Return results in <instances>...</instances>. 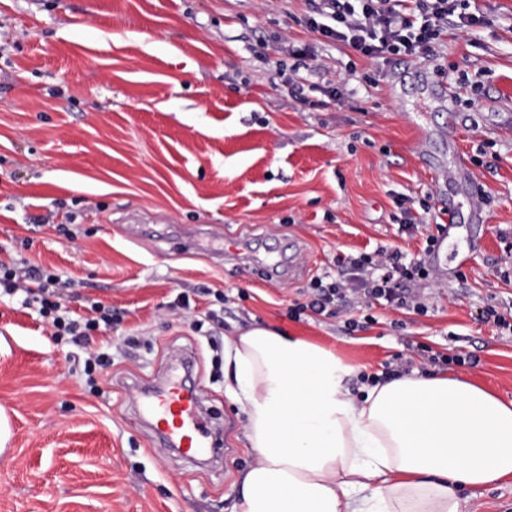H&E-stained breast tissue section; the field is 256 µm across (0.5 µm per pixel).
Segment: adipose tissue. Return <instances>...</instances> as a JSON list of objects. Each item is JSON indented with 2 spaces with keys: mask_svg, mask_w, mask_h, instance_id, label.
Returning <instances> with one entry per match:
<instances>
[{
  "mask_svg": "<svg viewBox=\"0 0 512 512\" xmlns=\"http://www.w3.org/2000/svg\"><path fill=\"white\" fill-rule=\"evenodd\" d=\"M336 356L270 326L224 347L257 461L238 512H464L460 486L512 482V400L455 377L350 391Z\"/></svg>",
  "mask_w": 512,
  "mask_h": 512,
  "instance_id": "adipose-tissue-1",
  "label": "adipose tissue"
}]
</instances>
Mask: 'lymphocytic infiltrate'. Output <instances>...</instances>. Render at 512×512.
Instances as JSON below:
<instances>
[{
	"mask_svg": "<svg viewBox=\"0 0 512 512\" xmlns=\"http://www.w3.org/2000/svg\"><path fill=\"white\" fill-rule=\"evenodd\" d=\"M462 6V0H318L307 25L372 59L429 54L449 23L460 28L481 23V16L463 11ZM335 263V273L311 280L308 300L291 308L292 318L308 311L332 315L341 301L425 312V304L410 290L411 283L434 276L421 260L408 261L399 250L382 247L371 253L337 254ZM70 286V280L54 270L0 263V296L23 294L25 305L36 306L55 340L89 347L94 336L115 328L121 319L98 300L90 301L88 315L72 316L64 303Z\"/></svg>",
	"mask_w": 512,
	"mask_h": 512,
	"instance_id": "1",
	"label": "lymphocytic infiltrate"
}]
</instances>
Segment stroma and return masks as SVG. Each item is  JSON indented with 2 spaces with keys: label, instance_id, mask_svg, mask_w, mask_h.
I'll return each instance as SVG.
<instances>
[{
  "label": "stroma",
  "instance_id": "1",
  "mask_svg": "<svg viewBox=\"0 0 512 512\" xmlns=\"http://www.w3.org/2000/svg\"><path fill=\"white\" fill-rule=\"evenodd\" d=\"M313 0H0V261L78 280L123 318L97 337L112 364L90 388L85 352L34 308L0 299V512H235L256 462L224 390V341L267 325L360 375L438 368L512 398V0H470L431 55L369 59L306 25ZM458 206L457 259L424 253L440 201ZM423 217L399 234L407 214ZM508 230L500 238V230ZM241 241L249 262L209 252ZM399 248L438 264L420 316L305 302L336 253ZM300 252L266 280V252ZM187 292L193 309L170 308ZM212 310L211 337L194 333ZM356 319L360 328L349 329ZM223 425L193 465L159 448L135 406L180 354ZM465 512H512V483L461 487Z\"/></svg>",
  "mask_w": 512,
  "mask_h": 512
}]
</instances>
